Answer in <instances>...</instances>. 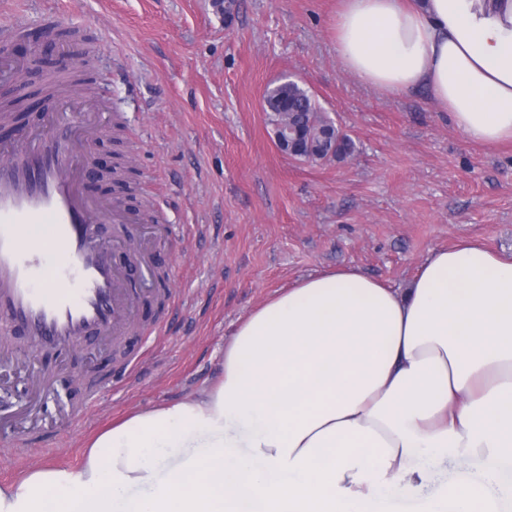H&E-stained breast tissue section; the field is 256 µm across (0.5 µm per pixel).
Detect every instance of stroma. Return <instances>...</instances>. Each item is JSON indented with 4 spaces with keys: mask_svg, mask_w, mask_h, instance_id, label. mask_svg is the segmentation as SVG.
<instances>
[{
    "mask_svg": "<svg viewBox=\"0 0 512 512\" xmlns=\"http://www.w3.org/2000/svg\"><path fill=\"white\" fill-rule=\"evenodd\" d=\"M339 0H0L22 31L52 24L85 53L76 77L104 130L93 158L122 166L95 197L151 203L168 226L158 283L132 275L147 332L123 347L91 333L70 352L34 348L0 321V483L78 467L113 419L214 384L240 318L279 288L354 266L408 287L430 250L463 239L512 251V143L474 145L425 91L363 85L336 56ZM297 81L356 144L342 160L278 149L267 87ZM28 447H19L21 434Z\"/></svg>",
    "mask_w": 512,
    "mask_h": 512,
    "instance_id": "35a3bbf8",
    "label": "stroma"
}]
</instances>
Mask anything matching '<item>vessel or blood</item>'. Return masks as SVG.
Segmentation results:
<instances>
[{
  "label": "vessel or blood",
  "mask_w": 512,
  "mask_h": 512,
  "mask_svg": "<svg viewBox=\"0 0 512 512\" xmlns=\"http://www.w3.org/2000/svg\"><path fill=\"white\" fill-rule=\"evenodd\" d=\"M100 135L90 113L68 108L46 130L23 129L0 143L14 158L0 169V319L40 346L66 348L91 332L119 336L132 322L125 273L90 227L144 218L85 192Z\"/></svg>",
  "instance_id": "1"
}]
</instances>
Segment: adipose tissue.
<instances>
[{"instance_id": "1", "label": "adipose tissue", "mask_w": 512, "mask_h": 512, "mask_svg": "<svg viewBox=\"0 0 512 512\" xmlns=\"http://www.w3.org/2000/svg\"><path fill=\"white\" fill-rule=\"evenodd\" d=\"M336 55L425 90L471 143L512 140V0H342ZM466 461L422 495L433 470ZM512 512V253L463 239L408 288L348 267L241 318L197 397L97 434L76 469L0 485V512Z\"/></svg>"}]
</instances>
